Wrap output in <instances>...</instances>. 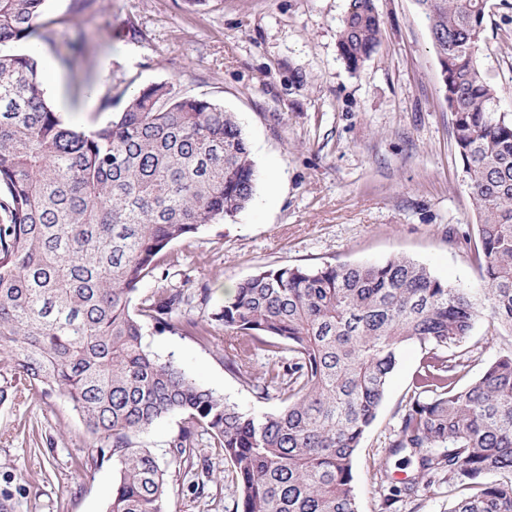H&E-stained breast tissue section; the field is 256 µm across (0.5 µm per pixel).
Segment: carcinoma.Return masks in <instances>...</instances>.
Returning a JSON list of instances; mask_svg holds the SVG:
<instances>
[{"mask_svg":"<svg viewBox=\"0 0 512 512\" xmlns=\"http://www.w3.org/2000/svg\"><path fill=\"white\" fill-rule=\"evenodd\" d=\"M46 0H0V44L34 36ZM428 21L441 89L477 215L482 287L456 288L403 255L383 263L288 266L236 284L208 318L195 296L138 297L176 241L251 203L255 161L236 113L168 83L147 86L89 132L48 103L37 62L0 50V399L59 392L118 479L107 512H168L164 470L134 440L159 420L183 425L169 455L189 466L198 429L230 464L236 512H359L354 456L378 417L402 347L424 351L389 439L416 461L383 504L446 484L449 512H512V349L466 386L453 348L484 315L512 335V117L479 62L488 0H415ZM375 0H348L340 55L358 69L378 47ZM138 306H133L135 298ZM209 343L259 400L244 412L143 345L144 325ZM271 363L256 384L247 368Z\"/></svg>","mask_w":512,"mask_h":512,"instance_id":"obj_1","label":"carcinoma"}]
</instances>
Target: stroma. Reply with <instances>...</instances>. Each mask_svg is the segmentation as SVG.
Returning a JSON list of instances; mask_svg holds the SVG:
<instances>
[{
  "instance_id": "stroma-1",
  "label": "stroma",
  "mask_w": 512,
  "mask_h": 512,
  "mask_svg": "<svg viewBox=\"0 0 512 512\" xmlns=\"http://www.w3.org/2000/svg\"><path fill=\"white\" fill-rule=\"evenodd\" d=\"M381 42L358 69L342 59L337 33L348 0H47L40 17L52 32L39 65L54 68L50 105L77 130L106 123L139 89L166 82L235 112L250 143L258 181L235 220L174 243L168 279L154 275L141 294L177 286L210 290L185 317L205 319L224 287L261 269L382 262L404 255L450 285L480 286L464 240L476 218L440 89V65L414 0H376ZM75 61L66 69L63 58ZM482 68L512 117V0H488ZM143 344L205 388L255 413L278 408L257 399L224 367V340L146 325ZM512 348V335L478 319L459 345L471 359L465 382ZM422 350L402 348L378 417L353 473L360 512H381L383 478L415 464L383 441L408 399ZM181 419L167 417L139 435L165 471L171 512H234L231 467L198 432L194 466L173 460L169 442ZM95 441L59 394L17 395L0 403V506L7 512H106L117 474L93 463Z\"/></svg>"
}]
</instances>
